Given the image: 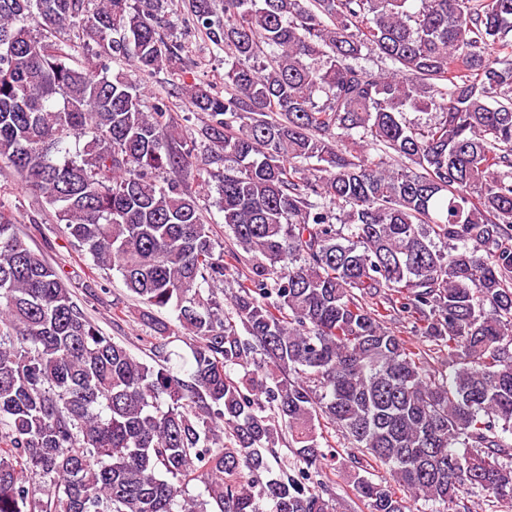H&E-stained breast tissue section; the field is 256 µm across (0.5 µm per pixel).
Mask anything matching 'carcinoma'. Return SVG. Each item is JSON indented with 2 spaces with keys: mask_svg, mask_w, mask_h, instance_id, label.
<instances>
[{
  "mask_svg": "<svg viewBox=\"0 0 512 512\" xmlns=\"http://www.w3.org/2000/svg\"><path fill=\"white\" fill-rule=\"evenodd\" d=\"M181 4L224 50V93L181 88L196 137L121 71L193 62L161 0H0V161L153 330L148 364L0 209V512H175L192 479L181 512H340L336 462L369 512L511 508L512 0ZM180 97L173 98V102H176L178 104L177 109H175V112L172 113V116L174 118V123L178 127V131L183 133L184 135L190 133L195 134V136H198L196 129H199L201 125L203 124V121H205V114L202 112H196L190 108L187 97L184 95H179ZM189 116V121H184V116ZM201 196L203 199H201L200 203L206 208L205 214L209 223L213 226L216 238H218L219 241L224 242V249H227V247H229V242L227 237L224 235L223 213L220 212L218 207L213 203L216 197H218L214 183L211 192H207L205 195ZM166 319H168L172 328L175 330L176 335L180 336L179 338H173V340L168 344L167 350L170 353V366L174 368V370H178L180 375H185L190 369L191 362V352L189 348V343L192 342L190 340V336L182 335L180 332L181 329L178 326V322L175 320V314L172 311H169L165 314ZM179 333V335H177ZM462 497L472 507L471 511L473 512H504L503 510H506L480 488H469Z\"/></svg>",
  "mask_w": 512,
  "mask_h": 512,
  "instance_id": "carcinoma-1",
  "label": "carcinoma"
}]
</instances>
